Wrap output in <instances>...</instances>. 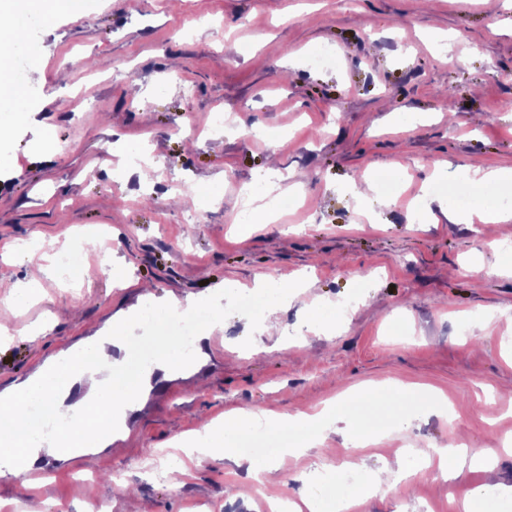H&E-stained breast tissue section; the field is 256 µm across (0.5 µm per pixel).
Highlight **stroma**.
I'll list each match as a JSON object with an SVG mask.
<instances>
[{
    "label": "stroma",
    "instance_id": "stroma-1",
    "mask_svg": "<svg viewBox=\"0 0 512 512\" xmlns=\"http://www.w3.org/2000/svg\"><path fill=\"white\" fill-rule=\"evenodd\" d=\"M42 19L28 76L36 95L0 120V240L18 244L0 254V282L23 287L0 322L28 329L0 338V393L90 352L116 314L150 304L109 275L65 282L54 256L75 241L89 246L85 264L109 251L155 297L222 300L219 327L201 328L168 392L142 390L136 416L115 412L121 445L45 460L35 495L0 477L5 512L35 500L43 512H90L95 499L111 512L143 500L153 512H270L265 493L298 502L312 485L318 512H333L326 488L350 452L367 483L391 448L490 449L512 437V267L492 279L462 272L512 252L449 223L443 196L423 189L466 165L512 167V0H182L175 11L168 0H96ZM324 48L335 67L311 64ZM217 111L231 119L219 134L208 130ZM189 122L200 135L186 136ZM135 145L153 182L126 163ZM373 171L402 174L400 195L356 206L352 189ZM273 180L301 203L271 219L264 196L247 203L240 191ZM246 207L257 218L242 224ZM35 248L39 266L26 257ZM270 284L288 297L267 308L263 321L282 333L266 337L226 292ZM350 298L355 310L338 318ZM382 380L388 405L362 403ZM246 406H337L344 417L264 473L260 493L252 475L265 460L237 453V435L226 437L233 458L199 452L203 423L223 427ZM399 412L410 430L393 423ZM374 420L386 423L382 445L351 449L352 432ZM477 485L488 488L478 512L512 503V448L462 482L411 476L383 497L359 490L356 512H455Z\"/></svg>",
    "mask_w": 512,
    "mask_h": 512
}]
</instances>
